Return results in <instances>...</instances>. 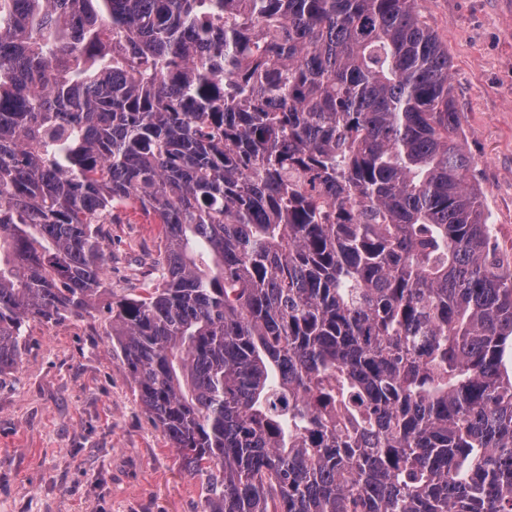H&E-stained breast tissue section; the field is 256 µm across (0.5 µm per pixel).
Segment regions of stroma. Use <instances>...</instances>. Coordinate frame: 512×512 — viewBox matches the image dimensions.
Returning <instances> with one entry per match:
<instances>
[{
    "label": "stroma",
    "mask_w": 512,
    "mask_h": 512,
    "mask_svg": "<svg viewBox=\"0 0 512 512\" xmlns=\"http://www.w3.org/2000/svg\"><path fill=\"white\" fill-rule=\"evenodd\" d=\"M448 49L461 142L512 256V0H416ZM113 291L154 280L158 227L135 215L103 228ZM107 315L28 321L22 361L0 378V512H201L189 475L112 356Z\"/></svg>",
    "instance_id": "obj_1"
}]
</instances>
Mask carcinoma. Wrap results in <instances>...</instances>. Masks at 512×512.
Instances as JSON below:
<instances>
[{"instance_id":"1","label":"carcinoma","mask_w":512,"mask_h":512,"mask_svg":"<svg viewBox=\"0 0 512 512\" xmlns=\"http://www.w3.org/2000/svg\"><path fill=\"white\" fill-rule=\"evenodd\" d=\"M415 0H0V376L112 356L202 512H512V263ZM160 226L106 287L103 225ZM103 231L104 244L112 251V270L107 274L112 291L120 295L123 288L151 286L154 260L162 246L157 224H143L131 214L122 224H105Z\"/></svg>"}]
</instances>
